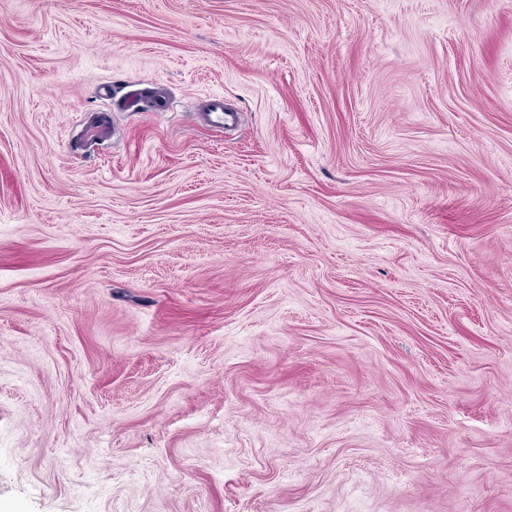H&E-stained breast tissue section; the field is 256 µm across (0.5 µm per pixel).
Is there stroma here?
<instances>
[{
	"instance_id": "stroma-1",
	"label": "stroma",
	"mask_w": 512,
	"mask_h": 512,
	"mask_svg": "<svg viewBox=\"0 0 512 512\" xmlns=\"http://www.w3.org/2000/svg\"><path fill=\"white\" fill-rule=\"evenodd\" d=\"M0 512H512V0H0ZM206 119L212 126L218 129H224L225 126H232L238 122V114L224 113L222 100L220 98H214L213 101L207 104Z\"/></svg>"
}]
</instances>
